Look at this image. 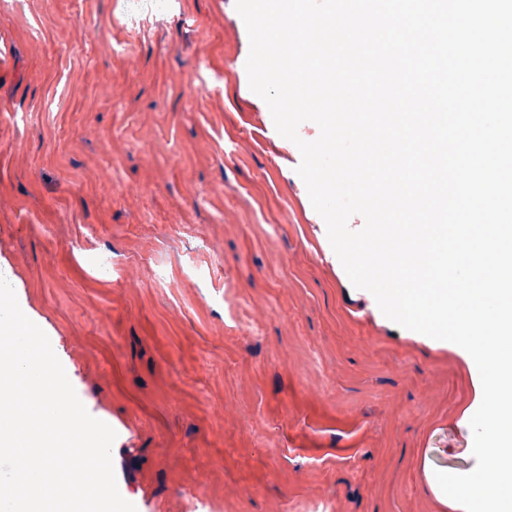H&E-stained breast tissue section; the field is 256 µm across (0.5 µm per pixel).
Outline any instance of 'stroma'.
Returning a JSON list of instances; mask_svg holds the SVG:
<instances>
[{"label": "stroma", "instance_id": "stroma-1", "mask_svg": "<svg viewBox=\"0 0 512 512\" xmlns=\"http://www.w3.org/2000/svg\"><path fill=\"white\" fill-rule=\"evenodd\" d=\"M0 0V266L137 512H454L479 385L353 287L235 0Z\"/></svg>", "mask_w": 512, "mask_h": 512}]
</instances>
